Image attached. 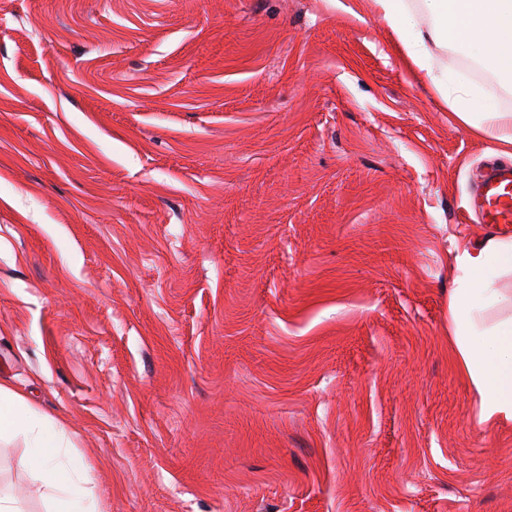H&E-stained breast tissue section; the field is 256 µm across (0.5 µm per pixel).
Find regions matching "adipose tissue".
Segmentation results:
<instances>
[{
    "label": "adipose tissue",
    "mask_w": 512,
    "mask_h": 512,
    "mask_svg": "<svg viewBox=\"0 0 512 512\" xmlns=\"http://www.w3.org/2000/svg\"><path fill=\"white\" fill-rule=\"evenodd\" d=\"M392 30L405 57L422 71L464 123L503 152L512 151V113L474 111L468 93L448 94V73L429 65L431 45L478 43V60L492 74L512 78V0H370ZM425 9L430 28L408 36L416 9ZM461 275L448 304V341L475 395L482 424L512 422V314L495 309L512 303L499 286L512 274V238L488 237L456 258ZM23 439L28 451L18 465L48 491L53 512H101L82 485L63 427L39 415L20 394L0 386V440Z\"/></svg>",
    "instance_id": "adipose-tissue-1"
}]
</instances>
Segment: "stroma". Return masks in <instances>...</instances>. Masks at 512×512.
<instances>
[{
    "label": "stroma",
    "instance_id": "35a3bbf8",
    "mask_svg": "<svg viewBox=\"0 0 512 512\" xmlns=\"http://www.w3.org/2000/svg\"><path fill=\"white\" fill-rule=\"evenodd\" d=\"M500 155L368 0H0V384L103 512H512L448 344Z\"/></svg>",
    "mask_w": 512,
    "mask_h": 512
}]
</instances>
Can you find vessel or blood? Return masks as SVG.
Masks as SVG:
<instances>
[{"instance_id":"vessel-or-blood-1","label":"vessel or blood","mask_w":512,"mask_h":512,"mask_svg":"<svg viewBox=\"0 0 512 512\" xmlns=\"http://www.w3.org/2000/svg\"><path fill=\"white\" fill-rule=\"evenodd\" d=\"M469 206L481 223L512 228V166L493 167L482 174Z\"/></svg>"}]
</instances>
